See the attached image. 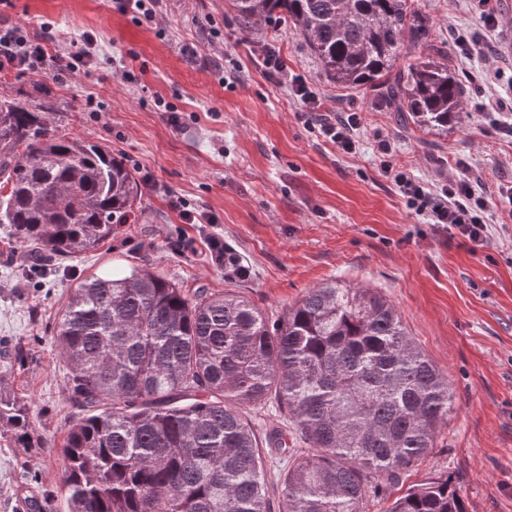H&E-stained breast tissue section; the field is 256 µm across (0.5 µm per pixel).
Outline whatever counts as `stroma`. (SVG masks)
Returning <instances> with one entry per match:
<instances>
[{"label":"stroma","mask_w":512,"mask_h":512,"mask_svg":"<svg viewBox=\"0 0 512 512\" xmlns=\"http://www.w3.org/2000/svg\"><path fill=\"white\" fill-rule=\"evenodd\" d=\"M417 2L465 86L464 123L442 137L399 127L365 91L336 89L303 37L275 17L245 27L227 0H159L149 24L112 0L0 4V23L23 27L48 54L43 73L0 72V97L51 105L63 134L121 153L145 182L136 223L31 276L18 268L12 226L0 224V351L18 341L28 349L20 367L0 358V384L28 396L41 433L62 437L73 413L69 367L53 342L70 285L147 267L220 292L230 285L210 249L217 239L248 268L233 286L268 313L334 280L385 296L456 397L435 448L390 497L448 473L467 512H512V222L492 209L484 245H464L405 207L373 140L377 131L388 136L394 164L423 182L476 168L490 191L512 185V0H492L490 27L475 0ZM460 30L478 36L483 51L465 55ZM89 36L94 60L58 78L57 54ZM267 44L328 108L360 114L357 153H342L299 118V104L264 74ZM174 196L214 223H183ZM33 496L43 512H64L60 458L0 437V512H20Z\"/></svg>","instance_id":"stroma-1"}]
</instances>
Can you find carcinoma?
<instances>
[{"mask_svg":"<svg viewBox=\"0 0 512 512\" xmlns=\"http://www.w3.org/2000/svg\"><path fill=\"white\" fill-rule=\"evenodd\" d=\"M258 28L276 15L326 78L384 98L398 121L446 134L464 86L414 0H229ZM409 46L421 56L400 67ZM52 108L0 100V224L21 261L72 259L136 217L141 184L111 148L59 132ZM247 267L224 246V276ZM55 346L77 409L62 444L35 429L24 396L0 387L15 448L56 453L65 512H364L435 447L455 410L445 378L369 288H309L272 320L232 289L187 290L149 268L71 285ZM276 403L286 429L259 438L246 412ZM382 512H467L450 475Z\"/></svg>","mask_w":512,"mask_h":512,"instance_id":"cac0c4a2","label":"carcinoma"}]
</instances>
